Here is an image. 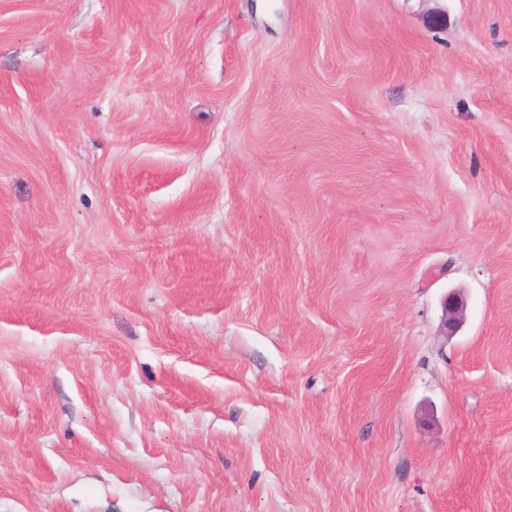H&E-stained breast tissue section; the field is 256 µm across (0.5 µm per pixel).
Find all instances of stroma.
Masks as SVG:
<instances>
[{
  "label": "stroma",
  "mask_w": 512,
  "mask_h": 512,
  "mask_svg": "<svg viewBox=\"0 0 512 512\" xmlns=\"http://www.w3.org/2000/svg\"><path fill=\"white\" fill-rule=\"evenodd\" d=\"M0 512H512V0H0ZM466 303L460 292L447 294L443 300L442 336L453 335L463 323Z\"/></svg>",
  "instance_id": "1"
}]
</instances>
